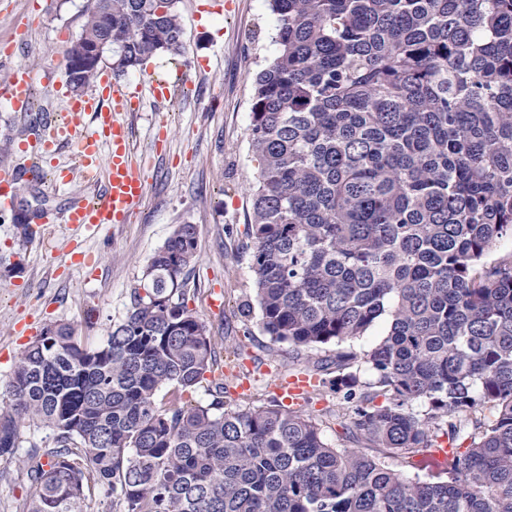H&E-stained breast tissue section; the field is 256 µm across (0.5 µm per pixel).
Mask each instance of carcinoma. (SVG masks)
Returning <instances> with one entry per match:
<instances>
[{"mask_svg": "<svg viewBox=\"0 0 512 512\" xmlns=\"http://www.w3.org/2000/svg\"><path fill=\"white\" fill-rule=\"evenodd\" d=\"M268 2L275 51L249 125L256 295L241 312L296 348L388 321L320 378L351 404L349 438L375 453L332 447L276 399L227 410L221 380L209 403L184 401L216 359L188 308L198 225L179 224L104 341L54 323L21 353L0 458L27 421L54 433L30 454L26 512H81L90 478L125 512H512V256L485 261L512 237V0ZM177 3L89 0L68 86L94 82L103 40L119 75L180 54ZM360 359L370 383L349 371ZM442 434L469 443L439 480L386 463ZM387 329L388 326L386 322L383 320L379 321L365 336H362L353 342H347L339 348L346 351L352 350L361 356L365 351L369 350L382 340L386 335Z\"/></svg>", "mask_w": 512, "mask_h": 512, "instance_id": "cac0c4a2", "label": "carcinoma"}]
</instances>
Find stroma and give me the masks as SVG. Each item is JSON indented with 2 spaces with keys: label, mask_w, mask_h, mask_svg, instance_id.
<instances>
[{
  "label": "stroma",
  "mask_w": 512,
  "mask_h": 512,
  "mask_svg": "<svg viewBox=\"0 0 512 512\" xmlns=\"http://www.w3.org/2000/svg\"><path fill=\"white\" fill-rule=\"evenodd\" d=\"M87 0H0V46L15 48V61L35 73L33 109L26 114L0 108V143L12 149L1 164L33 170L42 161L21 154L18 142L37 138L41 117L65 112L73 93L65 76V50L83 28ZM183 23L181 54H163L144 69L123 75L144 87L139 108L124 114L133 145L145 161L147 195L127 224L96 232L70 225L38 224L32 238L20 236L11 213H0V395L15 361L29 339L14 333L17 322H31L34 332L52 323L74 327L85 345L103 341L126 316L130 291L139 283L158 248L176 225L198 227L197 260L189 285L188 307L205 324L220 368L249 372L255 365L270 372L245 393L228 392L226 407L246 409L268 402L279 377L312 370L332 359L336 348L296 349L263 334L241 315L254 295L248 231L250 187L257 163L249 148L252 81L270 58L275 19L267 0H179ZM179 80L172 100L157 105L146 85L150 78ZM73 168L64 186L49 175L21 184L19 196L31 210L62 213L72 202L96 194L93 180L75 170L71 149L57 157ZM91 256L90 265L71 262L72 242ZM221 298L220 309L210 301ZM321 426L325 442L349 447L344 427L352 412L335 393L313 394L302 408ZM53 445L52 432L28 423L14 456L0 458V512H22L33 488L27 476L32 448Z\"/></svg>",
  "instance_id": "stroma-1"
}]
</instances>
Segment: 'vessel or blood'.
<instances>
[{
    "label": "vessel or blood",
    "mask_w": 512,
    "mask_h": 512,
    "mask_svg": "<svg viewBox=\"0 0 512 512\" xmlns=\"http://www.w3.org/2000/svg\"><path fill=\"white\" fill-rule=\"evenodd\" d=\"M33 79L30 68L13 65L7 80L0 83V107L27 111ZM139 105L138 90L104 77L98 90L69 103L71 125L45 122L35 142L19 143L20 152L34 149L48 156L63 146H73L79 167L88 176L100 179L102 203H75L62 213V223L95 228L127 224L139 210L146 197L145 177L135 160L130 129L122 119L123 113L134 111ZM22 176V170L16 168L0 169L1 212L14 208ZM309 391L310 380L304 373L290 376L275 389L282 404L293 409L303 405Z\"/></svg>",
    "instance_id": "obj_1"
}]
</instances>
